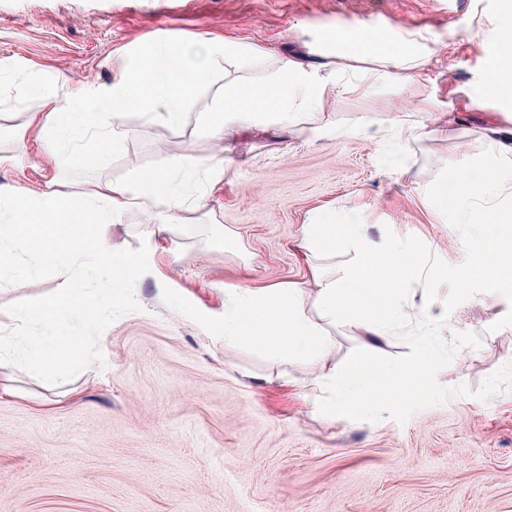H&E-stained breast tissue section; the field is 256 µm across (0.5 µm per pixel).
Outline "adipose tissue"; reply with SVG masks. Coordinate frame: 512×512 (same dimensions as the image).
Instances as JSON below:
<instances>
[{"label": "adipose tissue", "mask_w": 512, "mask_h": 512, "mask_svg": "<svg viewBox=\"0 0 512 512\" xmlns=\"http://www.w3.org/2000/svg\"><path fill=\"white\" fill-rule=\"evenodd\" d=\"M323 41L335 45L336 51L317 65L275 58L255 44H225L226 63L265 69L266 78L260 84L225 79L223 99L206 114L207 129L218 134L229 127H241L261 135L273 126L291 128L303 115L311 114L315 117L312 132L318 135L328 126L324 108L329 96L368 91L390 79L418 81L425 72L420 56L408 43L390 45L378 36L353 30L325 34ZM214 56L211 50L201 54L184 45L160 44L149 50L139 66L114 82L103 97L90 99L75 92L60 95L38 88L44 109L33 113L32 119L39 137L55 151L63 143L89 139L95 148L85 153L84 160L92 163L110 145L107 110L154 103L161 121L179 125L197 83L211 74ZM487 140L493 163L476 179L465 181L456 197H449L447 186L430 188L428 198L433 209L459 212L469 224L500 223L494 202L503 191L502 171L512 168V139L494 130ZM189 166V161L179 159L172 170ZM172 170L144 171L127 184L116 183L103 172L95 189L77 199L61 194L53 175L36 194L19 188L0 190V276L12 268L10 246L15 242L42 250L51 238L55 250L70 257L58 267L60 283L54 293L22 314L23 319L40 322L43 335L25 338L17 359L0 356V370L11 368L20 359L31 373L50 380L82 361V337L58 328L56 321L60 310H80L84 301L75 270L85 252L74 248L73 242L85 216L93 214L96 223L105 227L117 223L131 207L146 208L161 201L173 211L175 222L189 223L194 207L176 186ZM338 244L349 246L357 262L343 278L324 281L315 300H308L297 285L266 293L230 288L232 303L224 310L225 343L246 341L279 360L324 352L328 343L323 326L327 323L358 324L376 341L388 336L400 312L396 296L405 280L419 274L420 254L397 240L375 248L363 225L336 212L311 216L302 237L307 254L314 256Z\"/></svg>", "instance_id": "adipose-tissue-1"}]
</instances>
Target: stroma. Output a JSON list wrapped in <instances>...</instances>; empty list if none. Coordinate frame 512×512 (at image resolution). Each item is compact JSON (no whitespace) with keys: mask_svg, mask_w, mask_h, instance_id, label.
<instances>
[{"mask_svg":"<svg viewBox=\"0 0 512 512\" xmlns=\"http://www.w3.org/2000/svg\"><path fill=\"white\" fill-rule=\"evenodd\" d=\"M507 0H0V187L39 192L57 174L60 192L92 190L99 171L118 182L180 157L227 159L223 175L183 174L200 207L191 224L169 225L164 205L131 208L119 223L88 224L96 243H115L143 264L112 304L111 273L79 271L86 292L59 324L84 336L78 368L43 381L19 365L0 378V512H512V390L477 398L483 381L512 362V302L480 292L451 313L481 337L438 374L469 393L415 411L406 423L322 414L323 377L367 336L328 327L326 353L270 359L249 343L224 341L225 286L262 291L342 276L344 246L309 260L302 227L334 210L367 225L413 235L457 266L460 234L425 200L449 193L485 162L488 129H512V99L490 90ZM388 39L405 33L428 59L427 78L381 83L329 99V128L309 119L256 136L208 134L202 114L224 92V62L169 126L147 110L118 113L112 145L87 167L78 155L52 160L31 121L40 83L54 91L111 86L154 43L223 48L225 41L318 61L327 31ZM413 126L427 135L414 140ZM46 254L15 250L0 283V337L20 312L58 286Z\"/></svg>","mask_w":512,"mask_h":512,"instance_id":"stroma-1","label":"stroma"}]
</instances>
